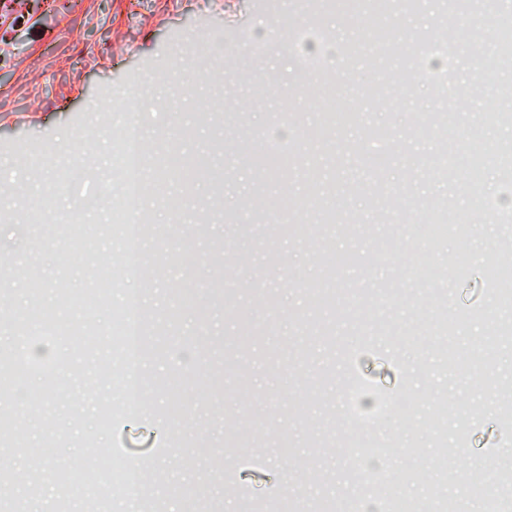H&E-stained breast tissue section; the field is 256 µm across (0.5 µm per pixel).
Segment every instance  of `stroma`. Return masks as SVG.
I'll use <instances>...</instances> for the list:
<instances>
[{
  "label": "stroma",
  "instance_id": "stroma-1",
  "mask_svg": "<svg viewBox=\"0 0 512 512\" xmlns=\"http://www.w3.org/2000/svg\"><path fill=\"white\" fill-rule=\"evenodd\" d=\"M448 0L385 17L332 0H0V512H117L141 474L161 512H260L289 475V512L418 503L428 487L457 512H485L466 470L512 473V323L485 268L512 242V112L497 82L460 100L426 75L408 86L411 36L433 37ZM512 5L457 15L448 63L473 83L496 55ZM318 34L324 51L289 47ZM334 84L328 97L305 73ZM449 110L440 140L431 116ZM145 131L138 209L122 192L128 115ZM288 137V164L258 185L245 156ZM492 155L476 160L477 147ZM447 173H438L440 162ZM198 167L184 182L185 165ZM52 173L53 193L35 192ZM478 176L480 202L464 190ZM299 199L285 214L282 196ZM448 200L466 236L429 245L425 200ZM269 212L287 235L257 237ZM146 271L127 276L123 225ZM432 249L444 281L418 283L407 256ZM101 297L83 309L70 298ZM336 295L317 311L313 291ZM448 299V332L430 306ZM142 313L138 408L122 402L121 317ZM45 399L30 406V395ZM287 436V453L273 444ZM459 468L438 464L439 443ZM109 457L92 486L64 488L91 449ZM45 461L29 483L32 455ZM387 497L375 501L378 486Z\"/></svg>",
  "mask_w": 512,
  "mask_h": 512
}]
</instances>
